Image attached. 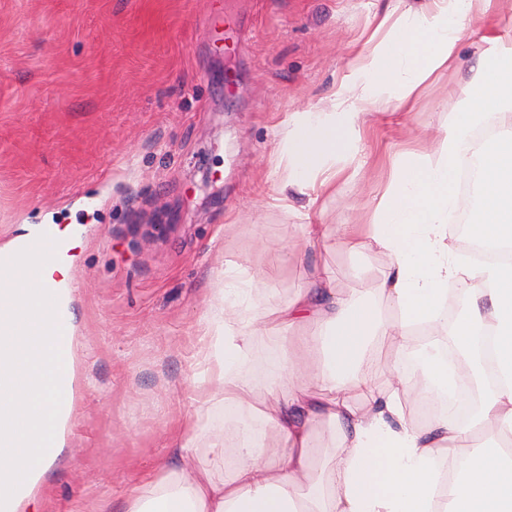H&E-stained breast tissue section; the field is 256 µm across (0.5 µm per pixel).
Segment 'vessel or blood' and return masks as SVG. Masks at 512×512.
<instances>
[{
	"instance_id": "obj_1",
	"label": "vessel or blood",
	"mask_w": 512,
	"mask_h": 512,
	"mask_svg": "<svg viewBox=\"0 0 512 512\" xmlns=\"http://www.w3.org/2000/svg\"><path fill=\"white\" fill-rule=\"evenodd\" d=\"M54 241L50 227H42L33 233L25 242L23 257L0 252V271L12 272L16 278L19 294H37L41 303L35 310L21 309L17 311V318L24 323L41 328L44 311L50 309L48 296V283L44 274L53 253Z\"/></svg>"
}]
</instances>
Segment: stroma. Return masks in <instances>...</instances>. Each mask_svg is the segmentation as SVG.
Listing matches in <instances>:
<instances>
[{"label":"stroma","mask_w":512,"mask_h":512,"mask_svg":"<svg viewBox=\"0 0 512 512\" xmlns=\"http://www.w3.org/2000/svg\"><path fill=\"white\" fill-rule=\"evenodd\" d=\"M397 0H0V246L55 224L71 249L78 350L73 417L36 493L43 512H123L147 474L180 468L196 424L200 463L213 405L198 350L225 261L262 271L285 303L317 269L341 293L380 295L387 254L305 246L301 227L369 223L406 147L437 155L495 16L475 17L454 68L412 105L365 116L335 190L279 194L281 131L342 92L352 47ZM224 14L225 41L204 24ZM163 219V233L144 225Z\"/></svg>","instance_id":"35a3bbf8"}]
</instances>
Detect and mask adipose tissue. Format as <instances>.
<instances>
[{"label": "adipose tissue", "instance_id": "obj_1", "mask_svg": "<svg viewBox=\"0 0 512 512\" xmlns=\"http://www.w3.org/2000/svg\"><path fill=\"white\" fill-rule=\"evenodd\" d=\"M498 8L499 0H424L421 8L405 9L401 22L387 13L376 17L375 32L388 38L367 41L357 52L345 82L348 95L332 99L329 109L298 113L284 128L280 153L289 176L312 178L320 191L330 190L337 162L360 131L354 105L386 99L408 107L433 74L455 66L473 15ZM481 40L484 48L438 156L415 148L398 158L371 223L303 227L310 246L333 241L352 251L387 253L392 262L381 290L387 305L336 292L329 272L316 270L287 303L260 308L255 300L277 276V260L259 275L245 260L224 265V286L207 316V389L200 407L220 403L261 415L284 451L266 457L250 436L223 430L210 441L215 452L208 465L196 466L195 447H184L181 468L159 481L142 477L125 512H512V256L466 265L450 231L456 174L468 160L471 130L486 116H502L506 125L481 153L480 202L467 233L512 247V16ZM73 242L54 236L50 289L58 311L46 313L40 335H31L12 313L20 304L38 306V296L16 294L12 275H0V336L17 344L0 352V422L18 427L15 441L0 443V512H40L35 488L63 447L77 345L65 257ZM452 282L464 286L472 306L451 339L468 352L476 338H488L495 380L484 387L473 417L448 414L420 426L406 413L407 398L448 391L459 378L442 357L438 337L417 341L419 331L441 326ZM301 325L322 353L314 375L299 372L287 354L257 388L246 371L251 338ZM378 336L392 338L398 355L419 357L421 379L378 383L368 360ZM314 385L326 390L325 399L311 393ZM320 421L341 444L317 475L313 434ZM228 454L236 459L230 470L224 467Z\"/></svg>", "mask_w": 512, "mask_h": 512}]
</instances>
